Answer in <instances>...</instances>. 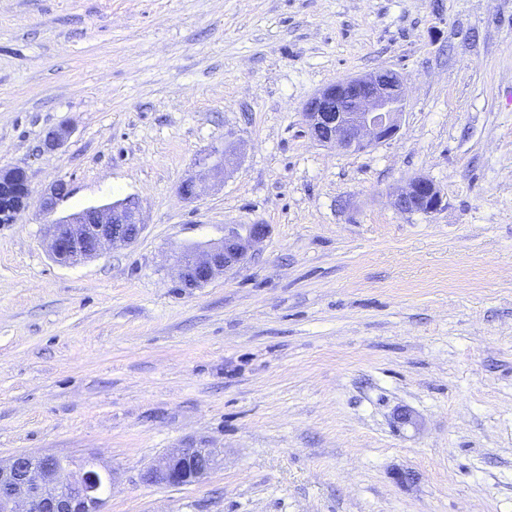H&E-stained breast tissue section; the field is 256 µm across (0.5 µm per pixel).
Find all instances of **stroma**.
Here are the masks:
<instances>
[{"instance_id": "stroma-1", "label": "stroma", "mask_w": 512, "mask_h": 512, "mask_svg": "<svg viewBox=\"0 0 512 512\" xmlns=\"http://www.w3.org/2000/svg\"><path fill=\"white\" fill-rule=\"evenodd\" d=\"M381 68L397 135L314 141L305 102ZM214 146L241 159L201 174ZM0 166L33 200L0 224V459L96 458L105 512H512V0H0ZM415 176L445 208L394 207ZM59 182L62 213L137 197L139 238L54 262ZM188 445L224 461L141 482ZM266 224H228L218 245L186 246L176 258L183 288H200L216 276L244 263L254 244L268 237ZM223 454L220 448H178L147 466L140 478L148 485H190L201 481L215 469L223 460ZM200 458L206 460L203 467L197 465Z\"/></svg>"}]
</instances>
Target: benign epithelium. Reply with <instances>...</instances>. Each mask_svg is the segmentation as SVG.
Returning a JSON list of instances; mask_svg holds the SVG:
<instances>
[{
  "label": "benign epithelium",
  "instance_id": "1",
  "mask_svg": "<svg viewBox=\"0 0 512 512\" xmlns=\"http://www.w3.org/2000/svg\"><path fill=\"white\" fill-rule=\"evenodd\" d=\"M405 109L402 76L382 68L324 86L307 101L303 117L316 142L345 152H359L392 139L399 132ZM68 137V129H53L46 134L44 146L53 151ZM232 163L234 155L218 147L199 161L210 171H222ZM67 196V185L59 182L40 202L42 212L52 216L50 252L58 263L74 264L91 257L106 243L131 244L144 228L140 202L133 196L55 216L59 202ZM394 197L395 206L407 214L430 215L445 207L440 190L425 176L409 180ZM30 200L25 169L1 167L0 223H15L17 215L29 208ZM269 232L267 224H226L220 244L185 247L176 258L180 284L200 288L242 265L250 247L262 242ZM223 454L221 448H179L147 466L141 481L148 485H190L215 469ZM55 460L51 455L28 454L0 459V512H104L106 499L95 493V486L102 479L112 483V474L102 472L93 458L67 464H57Z\"/></svg>",
  "mask_w": 512,
  "mask_h": 512
}]
</instances>
